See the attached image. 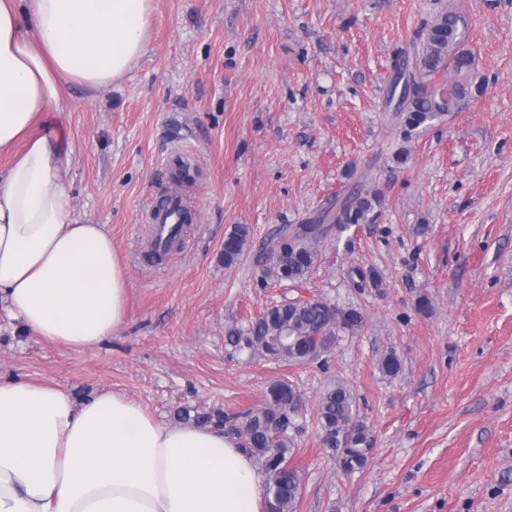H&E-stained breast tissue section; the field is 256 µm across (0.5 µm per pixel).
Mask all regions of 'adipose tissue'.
I'll list each match as a JSON object with an SVG mask.
<instances>
[{"instance_id": "ef3b65f1", "label": "adipose tissue", "mask_w": 512, "mask_h": 512, "mask_svg": "<svg viewBox=\"0 0 512 512\" xmlns=\"http://www.w3.org/2000/svg\"><path fill=\"white\" fill-rule=\"evenodd\" d=\"M152 16L153 0H0V306L68 349L115 333L128 285L107 225L73 214L63 88L123 76ZM266 481L237 441L159 421L124 393L79 404L0 378V512H264Z\"/></svg>"}]
</instances>
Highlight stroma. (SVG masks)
Returning <instances> with one entry per match:
<instances>
[{
    "label": "stroma",
    "instance_id": "obj_1",
    "mask_svg": "<svg viewBox=\"0 0 512 512\" xmlns=\"http://www.w3.org/2000/svg\"><path fill=\"white\" fill-rule=\"evenodd\" d=\"M146 53L113 85H67L76 219L105 224L128 281L126 321L100 346L48 344L0 310V377L57 384L76 401L118 390L155 418L242 413L286 378L308 422L293 436L297 512H512V0H154ZM475 57L457 111L401 138V70L441 9ZM181 151L196 170L175 184ZM378 192L366 222L318 245L300 286L262 280L255 255L335 196ZM196 219L179 250L148 257L154 204ZM249 246L222 258L234 227ZM377 269L379 287H358ZM298 296L353 307L326 360L236 354L231 329ZM429 306L419 309L420 298ZM401 359L397 376L378 363ZM354 391L370 440L344 472L312 416Z\"/></svg>",
    "mask_w": 512,
    "mask_h": 512
}]
</instances>
